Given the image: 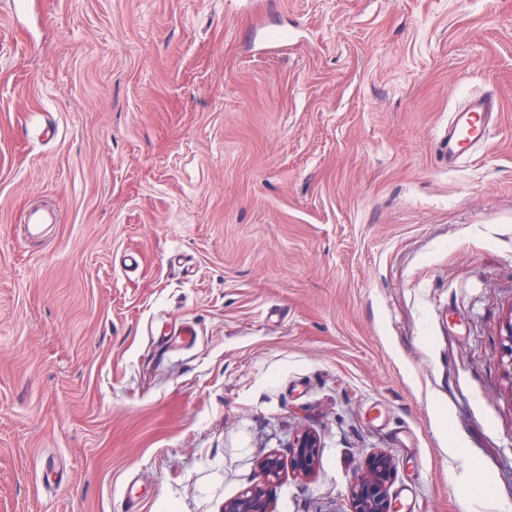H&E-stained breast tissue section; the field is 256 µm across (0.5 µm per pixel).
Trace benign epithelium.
I'll return each mask as SVG.
<instances>
[{"label":"benign epithelium","mask_w":512,"mask_h":512,"mask_svg":"<svg viewBox=\"0 0 512 512\" xmlns=\"http://www.w3.org/2000/svg\"><path fill=\"white\" fill-rule=\"evenodd\" d=\"M320 442L311 432H304L291 445L288 469L296 477L307 478L319 464ZM283 463L268 456L260 463L257 483L224 506V512H272L271 493L280 482ZM394 474V459L383 451L372 453L365 461L364 471L351 485L349 512H395L396 505L389 495Z\"/></svg>","instance_id":"benign-epithelium-1"}]
</instances>
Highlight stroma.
I'll return each instance as SVG.
<instances>
[{"instance_id":"stroma-1","label":"stroma","mask_w":512,"mask_h":512,"mask_svg":"<svg viewBox=\"0 0 512 512\" xmlns=\"http://www.w3.org/2000/svg\"><path fill=\"white\" fill-rule=\"evenodd\" d=\"M20 1L0 512H223L306 431L273 512H347L377 451L399 512H462L468 460L512 507V0ZM484 93L495 133L449 167ZM495 105L492 99L476 97L452 114L448 123V134L443 141L448 165L454 164L473 146L492 138L494 127L491 118ZM59 220V213L55 209H50L46 213L38 211H30L25 215L24 224L22 225L24 233L31 238L39 237V230L45 224H54ZM288 470L296 477L307 478L314 474L319 464L320 442L311 432H304L291 445Z\"/></svg>"}]
</instances>
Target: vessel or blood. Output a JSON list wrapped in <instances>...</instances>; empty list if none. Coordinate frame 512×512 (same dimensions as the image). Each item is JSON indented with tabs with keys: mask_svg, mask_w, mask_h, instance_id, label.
Listing matches in <instances>:
<instances>
[{
	"mask_svg": "<svg viewBox=\"0 0 512 512\" xmlns=\"http://www.w3.org/2000/svg\"><path fill=\"white\" fill-rule=\"evenodd\" d=\"M494 109V100L476 97L453 113L443 141V151L449 162H456L473 146L491 139L494 132L491 121ZM58 220L59 214L56 210L44 213L31 211L24 218L23 229L26 235L34 238L43 226L57 223Z\"/></svg>",
	"mask_w": 512,
	"mask_h": 512,
	"instance_id": "obj_1",
	"label": "vessel or blood"
}]
</instances>
